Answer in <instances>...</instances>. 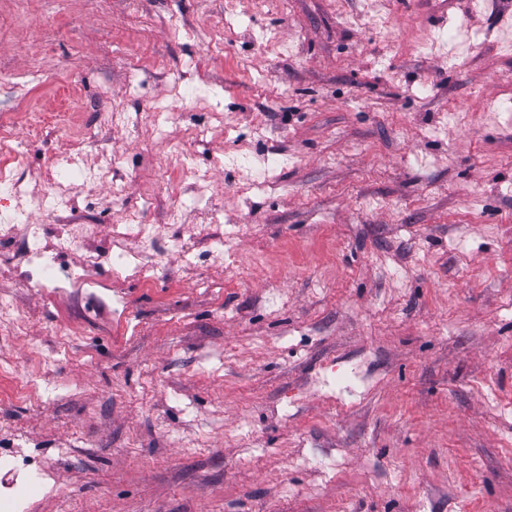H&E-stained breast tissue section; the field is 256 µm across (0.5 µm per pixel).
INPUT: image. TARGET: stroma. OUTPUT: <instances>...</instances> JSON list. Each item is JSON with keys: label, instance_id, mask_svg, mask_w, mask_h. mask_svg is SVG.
Returning <instances> with one entry per match:
<instances>
[{"label": "stroma", "instance_id": "stroma-1", "mask_svg": "<svg viewBox=\"0 0 512 512\" xmlns=\"http://www.w3.org/2000/svg\"><path fill=\"white\" fill-rule=\"evenodd\" d=\"M0 128L34 189L86 142L55 230L98 225L62 262L120 302L0 254V358L28 362L0 452L26 437L62 491L33 512H512V0H0ZM126 212L152 285L111 273ZM110 227L112 240L109 242V248L116 244L120 245V241L130 237L138 239L144 245L150 243L153 238L152 226L136 224L135 216L131 214H125L120 218L118 224H110Z\"/></svg>", "mask_w": 512, "mask_h": 512}]
</instances>
